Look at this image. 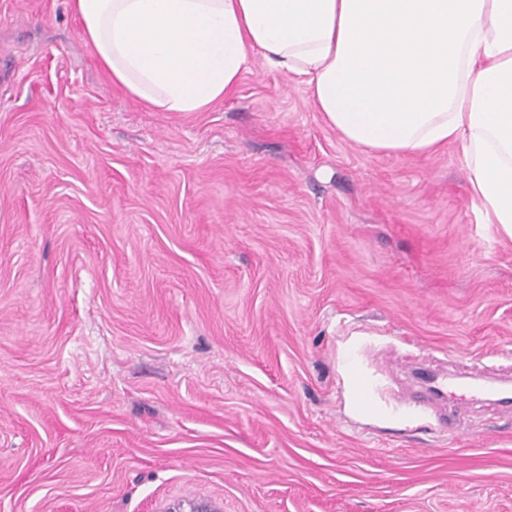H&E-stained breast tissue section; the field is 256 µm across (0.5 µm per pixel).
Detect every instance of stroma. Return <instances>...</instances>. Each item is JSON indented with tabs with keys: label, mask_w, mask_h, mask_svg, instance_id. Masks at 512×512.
<instances>
[{
	"label": "stroma",
	"mask_w": 512,
	"mask_h": 512,
	"mask_svg": "<svg viewBox=\"0 0 512 512\" xmlns=\"http://www.w3.org/2000/svg\"><path fill=\"white\" fill-rule=\"evenodd\" d=\"M423 360L512 366L460 144L358 147L260 57L162 112L69 0H0V512H512V415Z\"/></svg>",
	"instance_id": "35a3bbf8"
}]
</instances>
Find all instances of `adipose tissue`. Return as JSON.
Instances as JSON below:
<instances>
[{
  "instance_id": "adipose-tissue-1",
  "label": "adipose tissue",
  "mask_w": 512,
  "mask_h": 512,
  "mask_svg": "<svg viewBox=\"0 0 512 512\" xmlns=\"http://www.w3.org/2000/svg\"><path fill=\"white\" fill-rule=\"evenodd\" d=\"M113 83L165 112L232 94L255 55L300 77L359 147L463 146L472 199L512 238V0H70Z\"/></svg>"
}]
</instances>
